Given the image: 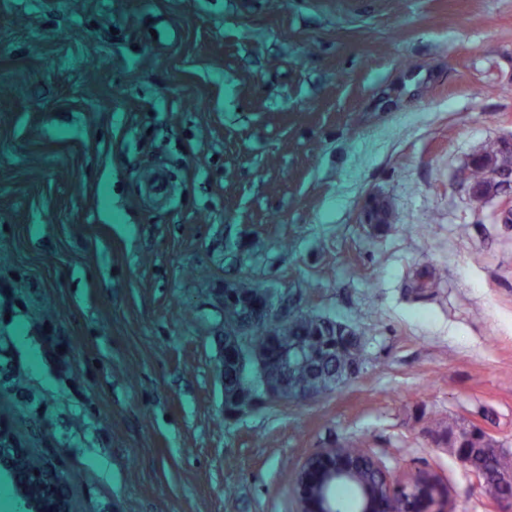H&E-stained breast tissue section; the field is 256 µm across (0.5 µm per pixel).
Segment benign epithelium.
<instances>
[{
  "label": "benign epithelium",
  "mask_w": 512,
  "mask_h": 512,
  "mask_svg": "<svg viewBox=\"0 0 512 512\" xmlns=\"http://www.w3.org/2000/svg\"><path fill=\"white\" fill-rule=\"evenodd\" d=\"M474 165L482 167L488 178L509 182L512 173L495 165L485 156ZM217 301L224 309V323H235L239 331L224 337L221 358L232 360L240 373L234 393L225 403L240 408L261 393L273 399L301 401L311 399L308 391L285 389L286 378L294 370L319 359L332 356L339 346L325 338V332L313 326L308 341L293 336H281L268 349V343L249 341L252 326L257 322L271 324L270 335L277 327H285L293 317L278 309L270 289L255 288L243 292L229 285L217 289ZM448 446L467 470L479 481H486L481 456L493 458L502 451L493 437L481 428L460 427L448 439ZM20 444L13 433L0 426V474L8 476L20 500L22 512H72L64 489L68 477L47 462L30 453H20ZM347 476L354 482V507L348 508L330 493L338 476ZM298 512H383V497L397 500L398 512H445V493L429 473L414 475L404 485L390 481L386 471L371 456L348 462L336 455V449L325 448L309 456L293 479Z\"/></svg>",
  "instance_id": "7a95c632"
}]
</instances>
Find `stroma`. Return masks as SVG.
<instances>
[{"label": "stroma", "instance_id": "stroma-1", "mask_svg": "<svg viewBox=\"0 0 512 512\" xmlns=\"http://www.w3.org/2000/svg\"><path fill=\"white\" fill-rule=\"evenodd\" d=\"M499 146L512 0H0V421L74 512H297L349 440L512 512L437 434L512 449V213L467 178ZM245 277L353 326L362 372L227 414Z\"/></svg>", "mask_w": 512, "mask_h": 512}]
</instances>
